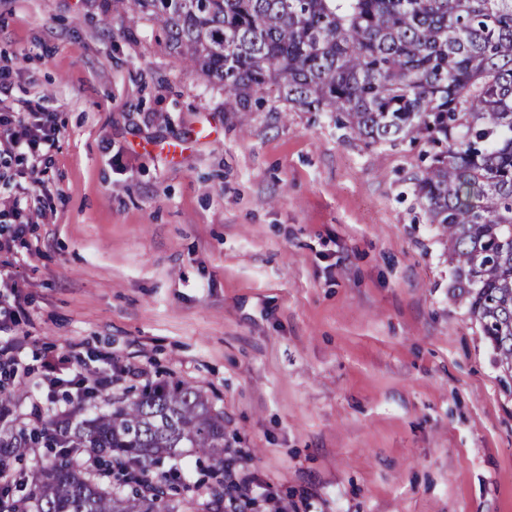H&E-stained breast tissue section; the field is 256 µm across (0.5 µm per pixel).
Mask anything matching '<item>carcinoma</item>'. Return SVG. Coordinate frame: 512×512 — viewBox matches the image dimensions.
Here are the masks:
<instances>
[{
  "mask_svg": "<svg viewBox=\"0 0 512 512\" xmlns=\"http://www.w3.org/2000/svg\"><path fill=\"white\" fill-rule=\"evenodd\" d=\"M162 23L185 63L242 111L274 90L369 144L422 140L415 191L448 244L456 296L512 375V0H116ZM224 414L185 382L29 439L55 449L6 498L28 512H176L140 484L182 448L224 470Z\"/></svg>",
  "mask_w": 512,
  "mask_h": 512,
  "instance_id": "cac0c4a2",
  "label": "carcinoma"
}]
</instances>
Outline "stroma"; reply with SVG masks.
<instances>
[{
	"mask_svg": "<svg viewBox=\"0 0 512 512\" xmlns=\"http://www.w3.org/2000/svg\"><path fill=\"white\" fill-rule=\"evenodd\" d=\"M0 80L56 116L40 182L0 166L17 427L64 407L46 360L201 387L288 512H512V378L453 295L420 143L251 111L111 0H0ZM30 217L16 234L10 216ZM191 452L165 459L209 496Z\"/></svg>",
	"mask_w": 512,
	"mask_h": 512,
	"instance_id": "1",
	"label": "stroma"
}]
</instances>
